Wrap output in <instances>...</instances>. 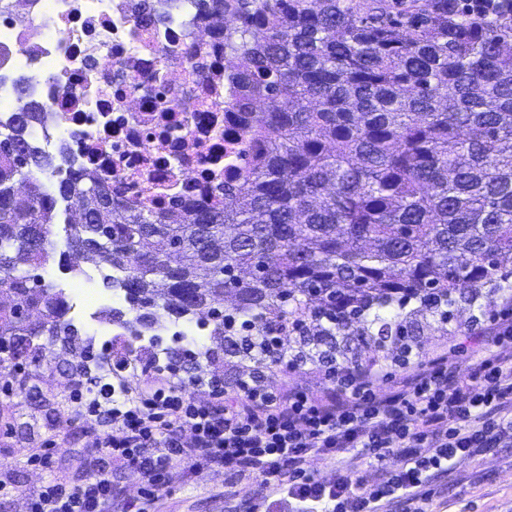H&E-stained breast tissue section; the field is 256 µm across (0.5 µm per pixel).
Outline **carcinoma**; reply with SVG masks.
<instances>
[{
    "label": "carcinoma",
    "mask_w": 512,
    "mask_h": 512,
    "mask_svg": "<svg viewBox=\"0 0 512 512\" xmlns=\"http://www.w3.org/2000/svg\"><path fill=\"white\" fill-rule=\"evenodd\" d=\"M465 0H203L235 25L233 108L257 146L224 169V204L181 220L127 207L78 170L55 171L29 135L40 105L0 129V352L22 368L78 330L63 289L32 272L52 258L58 202L85 208L72 249L108 248L128 310L119 364L195 371L218 351L255 383L282 349L296 365H404L421 348L413 316L454 319L455 294L496 286L512 253V13ZM416 309H407L411 301ZM213 325L218 349L156 348L169 324ZM293 329L290 342L281 334Z\"/></svg>",
    "instance_id": "obj_1"
}]
</instances>
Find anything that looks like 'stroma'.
<instances>
[{
	"label": "stroma",
	"instance_id": "stroma-1",
	"mask_svg": "<svg viewBox=\"0 0 512 512\" xmlns=\"http://www.w3.org/2000/svg\"><path fill=\"white\" fill-rule=\"evenodd\" d=\"M512 305V297L482 289L475 302L459 301L454 319L445 325L418 317L415 332L426 353L449 351L462 343L473 317H494ZM66 364L54 350L45 351L36 377L7 399L8 420L0 422V473L10 479L14 492L0 498V512H28V494L46 478L29 465L30 448L56 440L55 472L76 484L89 476L85 425L72 423L67 404ZM232 496H225V488ZM433 512H512V446L491 448L455 458L448 470L436 472L431 484ZM265 498L257 479L231 469L187 472L176 487L161 490L147 501V512H262Z\"/></svg>",
	"mask_w": 512,
	"mask_h": 512
}]
</instances>
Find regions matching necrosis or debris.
I'll return each instance as SVG.
<instances>
[{"instance_id": "1", "label": "necrosis or debris", "mask_w": 512, "mask_h": 512, "mask_svg": "<svg viewBox=\"0 0 512 512\" xmlns=\"http://www.w3.org/2000/svg\"><path fill=\"white\" fill-rule=\"evenodd\" d=\"M223 31L201 0H0V125L40 102L39 148L124 205L222 201L246 150Z\"/></svg>"}]
</instances>
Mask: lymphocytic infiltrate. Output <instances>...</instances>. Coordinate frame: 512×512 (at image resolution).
Returning a JSON list of instances; mask_svg holds the SVG:
<instances>
[{
  "label": "lymphocytic infiltrate",
  "mask_w": 512,
  "mask_h": 512,
  "mask_svg": "<svg viewBox=\"0 0 512 512\" xmlns=\"http://www.w3.org/2000/svg\"><path fill=\"white\" fill-rule=\"evenodd\" d=\"M468 335L473 364L457 377L449 376L443 353L394 376L339 366L316 388L259 393L243 381L232 396L215 389L198 402L186 397L183 382L157 370L135 396L117 398L104 383L89 403L84 379H74L73 420L102 419L88 432L91 474L71 485L52 474L49 444L32 449L29 462L49 477L29 496L28 512H109L122 499L126 512H143L115 482L116 471L134 469L151 497L189 467L237 468L283 495L288 512H388L396 498L418 512V501L431 497L430 470L512 441V361L497 352L512 340V312L474 324ZM317 454L341 457L334 482L308 469ZM392 454L403 465L387 474L382 463Z\"/></svg>",
  "instance_id": "obj_1"
}]
</instances>
